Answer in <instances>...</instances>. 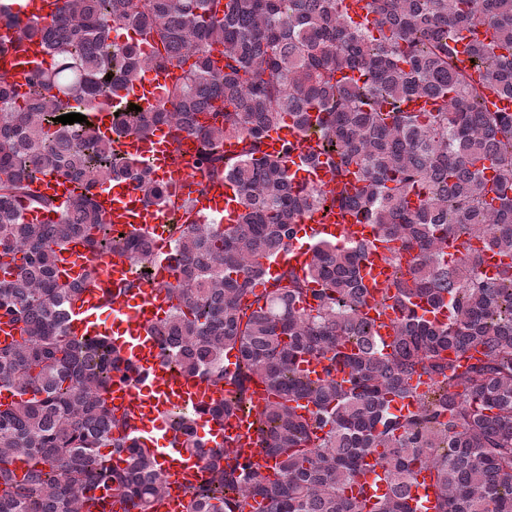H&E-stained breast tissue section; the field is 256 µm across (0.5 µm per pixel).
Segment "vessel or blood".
<instances>
[{
    "instance_id": "b4317fda",
    "label": "vessel or blood",
    "mask_w": 512,
    "mask_h": 512,
    "mask_svg": "<svg viewBox=\"0 0 512 512\" xmlns=\"http://www.w3.org/2000/svg\"><path fill=\"white\" fill-rule=\"evenodd\" d=\"M41 61V55L34 50L19 56L11 54L5 64L0 65V71L19 82L34 73ZM168 81L166 74L151 73L148 80L134 87L131 98L142 108H149L160 100V87ZM287 140L300 143L303 154L311 156L319 152L315 137L300 136L295 128L277 130L269 135V142L274 146ZM195 145L192 136L185 134L175 140L169 136L167 128L161 126L148 140L128 137L123 141L121 149L126 154L151 159L157 174L169 184L178 199L194 200L196 210L219 203L224 211L236 214L239 205L232 186H225L217 198L198 193L200 175L184 163ZM292 170L296 174V182L311 184L326 191L335 185L332 173L325 167L299 162L293 165ZM96 194L107 220L114 222L121 218L125 221L126 229L167 237L169 212L143 208L139 194L131 184L123 182L106 185L97 188ZM315 232L370 243L371 248L363 268L364 278L370 284L365 295V310L374 313L382 294L375 282L381 278L390 279L391 267L387 262L388 245L380 240L373 225L359 224L351 219L342 220L332 214H312L297 226L296 238L291 241L287 251L265 261L267 275L275 276L279 267L285 263L303 269L307 263V254L300 240ZM59 259L60 270L71 281L83 279L90 268L96 267L101 271L99 287L84 292L80 317L71 322V331L77 336L99 333L101 327L98 319L105 309L119 321L120 328L113 331L112 342L120 349L126 367L113 373L108 392L109 401L119 412L134 417L139 432L153 429L161 431V439L151 445L165 480V490L157 504V512H185L186 491L204 477V462L199 456L183 452L181 437L166 429L165 419L174 409L194 410L224 400L231 395L233 388L229 385L215 386L203 379L177 372L163 363L153 337L148 336V325L169 307L165 285L171 279V272L167 261L158 263L154 277L142 280L139 288L129 291L125 285L133 278L131 266L128 259L119 253L95 254L86 250L81 242L75 241L66 245ZM266 398L262 387L254 388L252 402L255 410L264 405ZM255 410L251 413L239 411L224 417L222 421L211 423L210 433L216 439V447H225L238 452L241 457L263 462L264 456L257 444L255 432Z\"/></svg>"
}]
</instances>
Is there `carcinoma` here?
I'll return each mask as SVG.
<instances>
[{
    "mask_svg": "<svg viewBox=\"0 0 512 512\" xmlns=\"http://www.w3.org/2000/svg\"><path fill=\"white\" fill-rule=\"evenodd\" d=\"M367 8L375 34L338 0H63L48 20H23L0 0L15 32L0 50L37 38L51 59L23 85L0 73V322L21 332L0 345V388L12 395L0 402V512H82L87 502L111 512L116 496L154 512L164 493L154 456L107 398L121 357L107 335L70 333L84 285L57 266L74 238L139 273L155 263L146 234L121 232L91 189L130 181L147 205L189 209L149 164L116 149L158 125L195 137L199 193L223 181L240 204L232 224L169 226L175 279L156 323L161 352L188 376L234 388L201 408L215 421L250 405L254 382L266 386L257 443L279 472L271 481L225 450L188 488L186 512L252 502L258 512H512V264L488 277L471 244L512 256V112L486 101L490 91L512 97V0ZM479 27L496 40L472 45L461 67L460 35ZM189 59L156 106L120 111L147 71ZM105 111L118 114L110 138L91 118ZM69 113L86 121H54ZM287 120L319 137L317 162L335 189L295 181L294 144L268 151V132ZM230 136L234 157L224 154ZM51 174L78 192L62 203L41 192ZM329 211L394 243L388 350L363 311L365 247L354 240L315 236L305 272L284 264L254 288L299 221ZM312 358L324 377L304 368ZM422 375L431 384L416 409L391 411ZM170 419L198 453L206 439L193 415ZM370 457L382 475L369 484ZM423 471L430 497L412 495Z\"/></svg>",
    "mask_w": 512,
    "mask_h": 512,
    "instance_id": "carcinoma-1",
    "label": "carcinoma"
}]
</instances>
